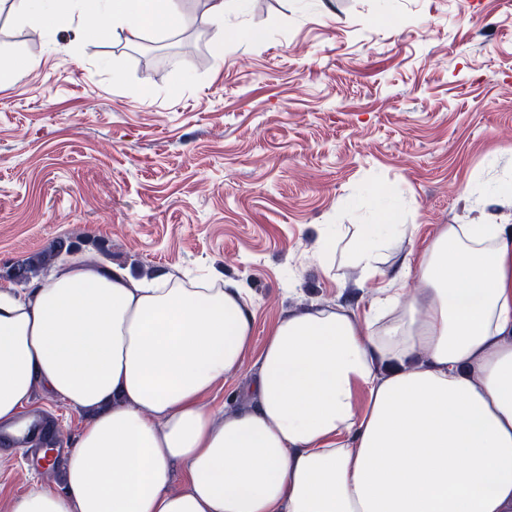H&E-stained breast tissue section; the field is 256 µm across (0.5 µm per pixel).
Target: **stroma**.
<instances>
[{"label":"stroma","instance_id":"1","mask_svg":"<svg viewBox=\"0 0 512 512\" xmlns=\"http://www.w3.org/2000/svg\"><path fill=\"white\" fill-rule=\"evenodd\" d=\"M209 0L174 32L88 39L79 20L24 23L0 0V276L61 240L142 279L203 277L249 290L251 349L207 398L246 405L270 330L331 307L362 316L378 284L320 260L321 240L393 211L396 274L445 226L512 225V0H226L236 39L216 53ZM72 448L93 411L42 386ZM63 469L0 451V512Z\"/></svg>","mask_w":512,"mask_h":512}]
</instances>
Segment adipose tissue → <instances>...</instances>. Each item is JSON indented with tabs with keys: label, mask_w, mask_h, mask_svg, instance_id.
Returning a JSON list of instances; mask_svg holds the SVG:
<instances>
[{
	"label": "adipose tissue",
	"mask_w": 512,
	"mask_h": 512,
	"mask_svg": "<svg viewBox=\"0 0 512 512\" xmlns=\"http://www.w3.org/2000/svg\"><path fill=\"white\" fill-rule=\"evenodd\" d=\"M13 0L29 25L79 17L100 35L172 30L180 0ZM394 213L362 225L347 260L383 277ZM414 277L421 293L405 296ZM254 313L243 284L138 282L77 259L0 289V424L34 384L96 410L66 480L12 512H512V234L451 224L379 289L364 321L333 309L270 332L249 404L215 421ZM180 463L185 487L168 488Z\"/></svg>",
	"instance_id": "obj_1"
}]
</instances>
